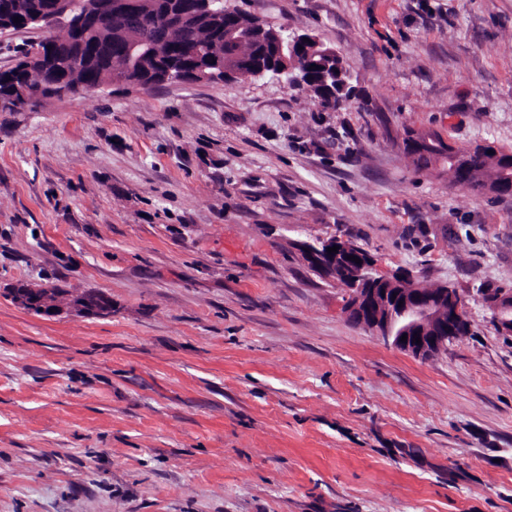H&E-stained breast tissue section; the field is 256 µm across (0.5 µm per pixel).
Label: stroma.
<instances>
[{
  "label": "stroma",
  "instance_id": "obj_1",
  "mask_svg": "<svg viewBox=\"0 0 512 512\" xmlns=\"http://www.w3.org/2000/svg\"><path fill=\"white\" fill-rule=\"evenodd\" d=\"M224 4L336 48L351 106L268 75L0 110V512H512V197L406 149L512 153V0ZM333 236L468 334L353 323L300 251ZM43 280L112 312L13 303ZM448 155L454 163L461 157L462 149L450 144ZM407 150L413 156V163L417 168H428L443 159L447 163L448 155L445 154V145L440 138L433 135H419L417 138H409L406 143ZM448 172L456 178H460V167L454 168V164L448 161ZM490 303L498 311V331L509 335L512 333V294L497 293L489 297Z\"/></svg>",
  "mask_w": 512,
  "mask_h": 512
}]
</instances>
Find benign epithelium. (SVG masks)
I'll list each match as a JSON object with an SVG mask.
<instances>
[{"label": "benign epithelium", "mask_w": 512, "mask_h": 512, "mask_svg": "<svg viewBox=\"0 0 512 512\" xmlns=\"http://www.w3.org/2000/svg\"><path fill=\"white\" fill-rule=\"evenodd\" d=\"M136 0H122V4L135 6ZM116 0H91L84 10H74L71 0H60L56 9L43 12L36 19L38 28L44 32L41 45L29 53L26 66L28 76L16 88L14 100L19 106H27L42 96L46 88L45 76L58 69L62 62L70 63L73 70L83 66L79 57H72L63 51V44L57 40L55 29L62 26L73 35L88 34L100 22L113 19V9L120 4ZM176 7L160 11V17L153 24L154 38L165 42L170 28L177 25L172 12ZM304 43V36L293 34L283 37L279 34L271 41L273 57L282 61L295 55L296 49ZM62 96H78L93 93L105 88L103 83H61ZM337 247V252L327 249ZM303 253L311 267L322 275L336 281L345 280L350 291L347 305L349 318L362 325L400 351L422 359H428L447 348L448 343L457 338L458 329L467 323L466 307L458 294L446 287L431 288L427 291L413 286L405 274L390 277L373 273L374 260L352 240L331 237L314 244L303 245ZM355 256L356 263L350 260ZM11 299L20 309L44 317L63 313L78 316H108L112 306L96 298L90 299L77 293H64L54 285L42 282H29L11 290ZM490 303L498 311V331L512 333V294L497 293L489 297ZM406 341H401L402 336ZM420 337L421 343L414 342Z\"/></svg>", "instance_id": "obj_1"}]
</instances>
